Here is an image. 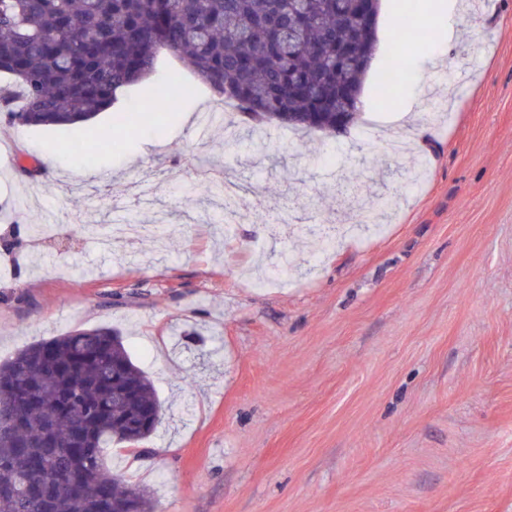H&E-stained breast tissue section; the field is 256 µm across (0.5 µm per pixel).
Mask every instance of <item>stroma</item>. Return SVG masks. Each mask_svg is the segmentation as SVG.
Returning a JSON list of instances; mask_svg holds the SVG:
<instances>
[{
  "label": "stroma",
  "instance_id": "1",
  "mask_svg": "<svg viewBox=\"0 0 512 512\" xmlns=\"http://www.w3.org/2000/svg\"><path fill=\"white\" fill-rule=\"evenodd\" d=\"M407 2L383 0L343 135L228 151L239 115L203 90L84 172L68 148L110 113L0 114V362L120 331L163 410L106 466L157 512H512V0H447L383 97ZM205 107L224 122L202 139ZM409 120L424 147L392 148ZM219 170L258 189L228 226Z\"/></svg>",
  "mask_w": 512,
  "mask_h": 512
}]
</instances>
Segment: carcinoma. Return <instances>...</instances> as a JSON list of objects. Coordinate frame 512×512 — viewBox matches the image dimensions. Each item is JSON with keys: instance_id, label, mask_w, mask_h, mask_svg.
Segmentation results:
<instances>
[{"instance_id": "carcinoma-1", "label": "carcinoma", "mask_w": 512, "mask_h": 512, "mask_svg": "<svg viewBox=\"0 0 512 512\" xmlns=\"http://www.w3.org/2000/svg\"><path fill=\"white\" fill-rule=\"evenodd\" d=\"M0 0V112L11 124L71 126L112 109L108 150L123 154L145 111H172L205 89L238 108L253 136L275 122L336 134L353 125L376 28L354 24L355 0ZM434 37L413 11L397 22L382 84L403 69L401 48ZM169 56L191 67L162 69ZM139 94L117 106L125 93ZM88 140L76 165L94 158ZM123 394L125 405L112 406ZM162 402L120 335L77 329L0 362V512H156L150 490L110 473L112 447L155 432Z\"/></svg>"}]
</instances>
